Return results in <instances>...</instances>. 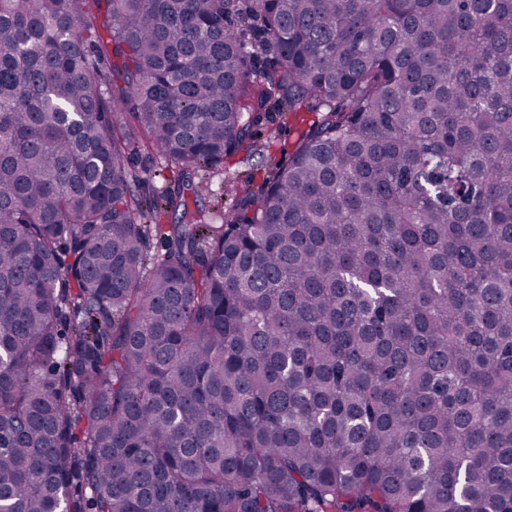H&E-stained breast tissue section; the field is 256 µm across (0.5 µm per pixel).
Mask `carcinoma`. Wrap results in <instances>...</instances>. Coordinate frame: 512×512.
Returning <instances> with one entry per match:
<instances>
[{
    "label": "carcinoma",
    "instance_id": "obj_1",
    "mask_svg": "<svg viewBox=\"0 0 512 512\" xmlns=\"http://www.w3.org/2000/svg\"><path fill=\"white\" fill-rule=\"evenodd\" d=\"M0 512H512V0H0ZM269 127L272 139L270 148L264 153V157L254 156L250 165H245L239 163V159L244 155L241 153L226 159L222 168L198 172L199 176L208 182L210 192V194L203 193L199 200L201 205L212 206L214 201L224 193V207H228L234 199L236 188L240 190L256 189L265 172L271 171L276 165L282 164L288 159V153L293 150L300 135L306 129V125L301 124L298 120L284 119L283 112H279L277 107H273L270 112ZM251 172L255 173L253 181L247 183V177ZM169 169L159 177L154 175L148 176L147 181L142 187L144 195H158L164 192L169 187L174 186V180L177 178L178 168L174 165H169Z\"/></svg>",
    "mask_w": 512,
    "mask_h": 512
}]
</instances>
